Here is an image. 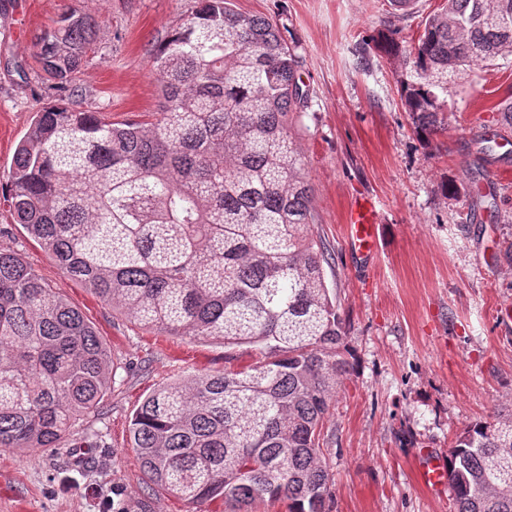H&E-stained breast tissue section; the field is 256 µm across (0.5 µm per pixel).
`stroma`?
Returning <instances> with one entry per match:
<instances>
[{
	"mask_svg": "<svg viewBox=\"0 0 512 512\" xmlns=\"http://www.w3.org/2000/svg\"><path fill=\"white\" fill-rule=\"evenodd\" d=\"M442 0L390 12L386 0H232L281 25L309 102L291 128L333 262L326 282L345 318L356 369L321 432L331 512H448L449 489L420 480L421 450L447 455L492 410L512 412V140L497 106L512 63L448 83V121L423 139L405 112L395 66L363 39L389 24L404 44ZM195 0H0V184L36 111L72 103L115 123L155 121L153 54ZM94 19L98 41L71 82L49 85L35 44L59 15ZM454 183L455 195L444 194ZM377 204L380 235L366 264L344 239L350 204ZM0 247L82 311L106 343L112 388L100 408L46 451L0 447V512H224L189 505L145 477L132 447L133 414L153 390L199 371L262 361L252 348L172 336L112 311L15 224L0 201Z\"/></svg>",
	"mask_w": 512,
	"mask_h": 512,
	"instance_id": "1",
	"label": "stroma"
}]
</instances>
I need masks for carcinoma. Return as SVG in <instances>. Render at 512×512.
Instances as JSON below:
<instances>
[{
  "label": "carcinoma",
  "mask_w": 512,
  "mask_h": 512,
  "mask_svg": "<svg viewBox=\"0 0 512 512\" xmlns=\"http://www.w3.org/2000/svg\"><path fill=\"white\" fill-rule=\"evenodd\" d=\"M422 25L409 48L387 27L356 51L372 45L398 63L405 112L428 138L447 121L448 74L512 56V0H444ZM97 34L90 18L61 14L37 43L44 73L72 76ZM154 59V123L41 108L6 201L63 273L112 309L265 354L145 398L131 437L151 483L231 512L265 499L330 512L320 435L355 361L290 132L309 99L298 58L273 19L196 0ZM111 365L82 312L0 248V447H56L109 394ZM447 465L451 512H512V413L465 428Z\"/></svg>",
  "instance_id": "carcinoma-1"
}]
</instances>
